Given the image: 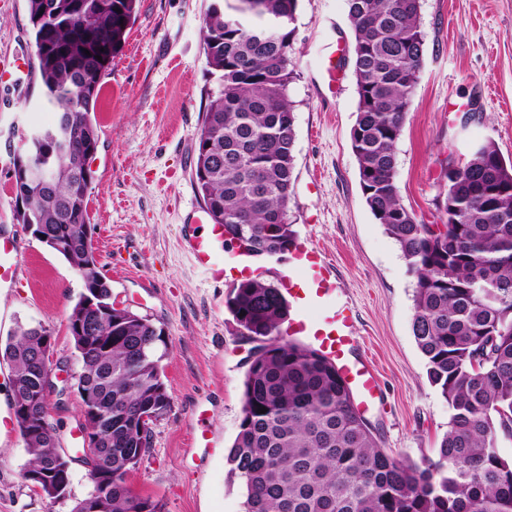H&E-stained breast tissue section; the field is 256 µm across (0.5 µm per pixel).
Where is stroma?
<instances>
[{
	"mask_svg": "<svg viewBox=\"0 0 512 512\" xmlns=\"http://www.w3.org/2000/svg\"><path fill=\"white\" fill-rule=\"evenodd\" d=\"M210 0H138L122 48L101 78L94 121L99 147L90 159L93 247L116 304L165 333L162 378L169 410L152 427L151 447L127 483L162 512H244L228 453L242 420L247 360L255 345L215 286L180 246V229L202 205L192 173L198 133L216 87L204 53ZM424 65L397 144L403 204L437 222L441 164L492 140L512 160V0H421ZM293 41L294 193L288 219L336 264L356 311L363 350L376 364L382 398L365 418L381 447L407 463L436 458L448 405L430 384L412 334L415 279L396 242L365 204L351 130L358 96L346 0H299ZM336 47L338 75L322 80ZM26 0H0V59L34 58ZM29 75L0 81V235L17 238L24 274L0 289V344L18 326L52 337L54 362L78 375L67 317L83 281L16 219L13 156L19 131L49 125ZM208 431L191 446L190 434ZM29 460L19 435L0 438V512H70L50 503L22 474Z\"/></svg>",
	"mask_w": 512,
	"mask_h": 512,
	"instance_id": "stroma-1",
	"label": "stroma"
}]
</instances>
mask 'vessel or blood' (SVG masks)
Wrapping results in <instances>:
<instances>
[{"label":"vessel or blood","mask_w":512,"mask_h":512,"mask_svg":"<svg viewBox=\"0 0 512 512\" xmlns=\"http://www.w3.org/2000/svg\"><path fill=\"white\" fill-rule=\"evenodd\" d=\"M182 238L194 265L214 282L225 285L260 279L269 270L267 261L246 246L227 251L223 225L211 222L203 208L192 210L189 224L182 227ZM288 260V273L280 286L293 308L288 320L290 340L314 349L335 364L358 407H373L380 399L378 378L361 349L353 309L341 298L333 260L305 238L294 239L288 248ZM21 270L18 245L0 236V288L12 287ZM315 306L320 308L321 317L311 316Z\"/></svg>","instance_id":"obj_1"}]
</instances>
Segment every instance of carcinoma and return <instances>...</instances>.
Wrapping results in <instances>:
<instances>
[{"instance_id":"carcinoma-1","label":"carcinoma","mask_w":512,"mask_h":512,"mask_svg":"<svg viewBox=\"0 0 512 512\" xmlns=\"http://www.w3.org/2000/svg\"><path fill=\"white\" fill-rule=\"evenodd\" d=\"M41 104L54 122L15 155L20 224L79 274L85 293L68 316L78 352L79 394L98 407L92 485L106 484L98 512H160L125 475L146 455L141 413L165 414L163 331L118 310L93 255L86 155L97 151L92 119L137 0H26ZM208 9L204 51L217 87L198 135L193 180L211 219L255 254L288 251L294 182L295 108L288 97L299 0H223ZM358 95L351 148L365 204L415 277L412 333L430 384L448 404L437 459L404 464L381 448L336 367L304 345L277 340L290 306L280 288L245 281L226 306L263 342L244 380L243 417L228 461L246 492L245 512H512V163L491 140L460 169L442 172L443 230L402 203L396 144L425 54L420 0H346ZM102 60H97V57ZM245 315H240V312ZM50 334L20 326L0 345L13 372L11 407L38 473L66 456L45 411L48 372L34 359ZM266 408L260 414L258 409Z\"/></svg>"}]
</instances>
